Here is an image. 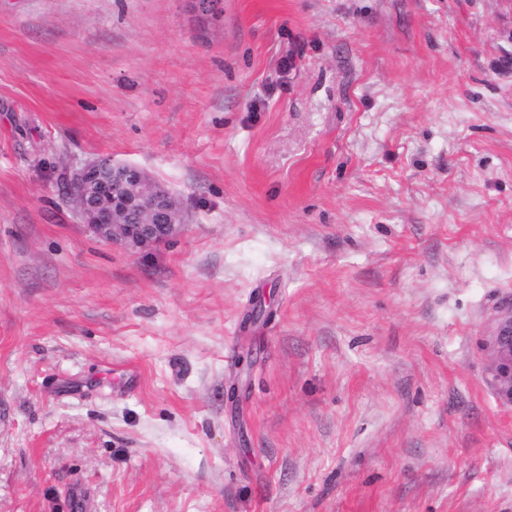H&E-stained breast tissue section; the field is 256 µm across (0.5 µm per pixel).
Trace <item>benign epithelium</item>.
<instances>
[{
  "mask_svg": "<svg viewBox=\"0 0 512 512\" xmlns=\"http://www.w3.org/2000/svg\"><path fill=\"white\" fill-rule=\"evenodd\" d=\"M67 195L89 230L136 251L171 237L183 212L164 185L143 169L99 157L72 173ZM487 376L497 399L512 405V296L504 297L488 337Z\"/></svg>",
  "mask_w": 512,
  "mask_h": 512,
  "instance_id": "7a95c632",
  "label": "benign epithelium"
}]
</instances>
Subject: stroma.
I'll return each mask as SVG.
<instances>
[{"mask_svg":"<svg viewBox=\"0 0 512 512\" xmlns=\"http://www.w3.org/2000/svg\"><path fill=\"white\" fill-rule=\"evenodd\" d=\"M509 293L512 0H0V512H512ZM67 195L92 233L132 251L168 239L183 224L182 209L164 185L143 169L109 157L74 171ZM487 378L497 399L512 405V296L504 297L488 337Z\"/></svg>","mask_w":512,"mask_h":512,"instance_id":"35a3bbf8","label":"stroma"}]
</instances>
